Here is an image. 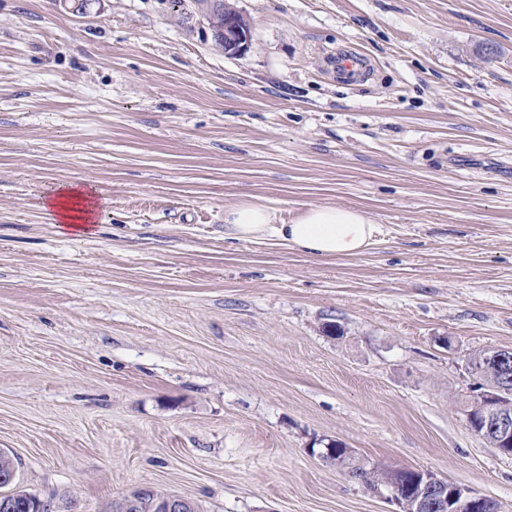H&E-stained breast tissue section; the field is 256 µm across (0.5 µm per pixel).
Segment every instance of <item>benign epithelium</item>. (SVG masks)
<instances>
[{"label": "benign epithelium", "mask_w": 512, "mask_h": 512, "mask_svg": "<svg viewBox=\"0 0 512 512\" xmlns=\"http://www.w3.org/2000/svg\"><path fill=\"white\" fill-rule=\"evenodd\" d=\"M203 10L213 31L216 44L227 54H243L251 47L250 31L235 11L219 4L204 0ZM506 360V356L493 351L483 362H466V369L476 380L478 392L475 398L486 411L488 429L494 434L498 450L512 447V384L500 377L487 379L491 366ZM390 498L399 512H472L480 504L490 509L494 502L476 493L443 480L428 472L414 491L403 494L399 488L388 487ZM192 505L181 497L168 496L162 500L163 512H189Z\"/></svg>", "instance_id": "7a95c632"}]
</instances>
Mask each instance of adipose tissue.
Listing matches in <instances>:
<instances>
[{
  "label": "adipose tissue",
  "mask_w": 512,
  "mask_h": 512,
  "mask_svg": "<svg viewBox=\"0 0 512 512\" xmlns=\"http://www.w3.org/2000/svg\"><path fill=\"white\" fill-rule=\"evenodd\" d=\"M95 196V187L63 184L41 197L38 206L55 223L85 231L94 221ZM379 232V224L367 211L344 206H312L290 223L256 201L241 202L224 212L225 236L245 241L272 238L316 259L362 255Z\"/></svg>",
  "instance_id": "1"
}]
</instances>
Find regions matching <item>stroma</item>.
<instances>
[{"label": "stroma", "instance_id": "35a3bbf8", "mask_svg": "<svg viewBox=\"0 0 512 512\" xmlns=\"http://www.w3.org/2000/svg\"><path fill=\"white\" fill-rule=\"evenodd\" d=\"M225 2L245 54L195 0H0L5 493L396 512L323 439L512 512V457L463 412L466 357L512 349V0ZM340 49L371 75L338 79ZM87 181L88 234L35 205ZM250 200L382 232L324 260L226 238ZM206 20L213 31L216 44L227 54H243L251 47L250 31L232 9L203 0Z\"/></svg>", "mask_w": 512, "mask_h": 512}]
</instances>
